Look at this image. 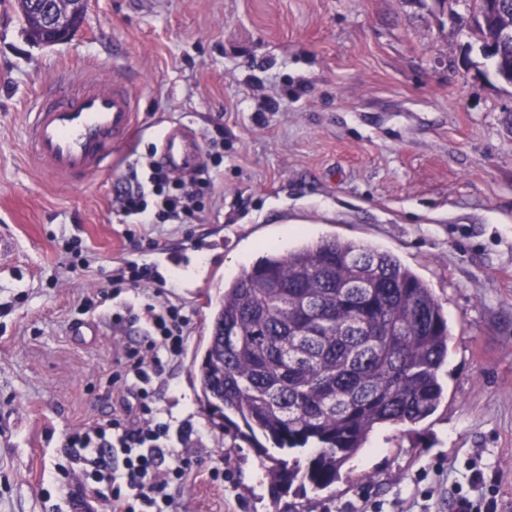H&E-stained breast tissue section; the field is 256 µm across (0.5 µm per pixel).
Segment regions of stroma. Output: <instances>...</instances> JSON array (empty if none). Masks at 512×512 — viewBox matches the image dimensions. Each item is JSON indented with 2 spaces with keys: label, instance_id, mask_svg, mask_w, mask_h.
<instances>
[{
  "label": "stroma",
  "instance_id": "35a3bbf8",
  "mask_svg": "<svg viewBox=\"0 0 512 512\" xmlns=\"http://www.w3.org/2000/svg\"><path fill=\"white\" fill-rule=\"evenodd\" d=\"M0 0V512H71L65 437L111 414L112 372L144 300L112 291L148 264L190 319L158 406L171 448H207L224 484L196 480L178 512H273L260 455L224 433L191 377L210 300L260 245L324 235L387 250L433 289L451 338L447 398L415 430H376L324 491L292 512H452L472 469L512 512V86L473 34L470 0H90L69 41L37 47ZM111 69L138 101L130 148L86 183L45 172L27 114L57 75ZM224 142L193 224L136 223L116 202L162 136ZM89 267L71 278V263ZM438 487L433 497L425 491ZM127 269L129 270L128 278H126V272L123 269L112 278L114 293H119L127 282L149 286L154 284L150 268L147 267V264L138 265V263L132 261L127 263Z\"/></svg>",
  "mask_w": 512,
  "mask_h": 512
}]
</instances>
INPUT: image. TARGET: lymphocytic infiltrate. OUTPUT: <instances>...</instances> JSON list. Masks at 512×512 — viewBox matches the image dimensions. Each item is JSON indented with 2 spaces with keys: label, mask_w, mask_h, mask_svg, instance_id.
Returning a JSON list of instances; mask_svg holds the SVG:
<instances>
[{
  "label": "lymphocytic infiltrate",
  "mask_w": 512,
  "mask_h": 512,
  "mask_svg": "<svg viewBox=\"0 0 512 512\" xmlns=\"http://www.w3.org/2000/svg\"><path fill=\"white\" fill-rule=\"evenodd\" d=\"M147 183L121 200L124 210L142 224H192L199 218L210 187L208 168L185 185L169 184L159 163L149 165ZM140 319L148 331L133 346H124L112 375L118 392L112 416L78 427L66 437L73 451L70 497L99 501L103 512H177L176 491L194 473L183 450L161 446L170 431L159 417L158 382L165 360L181 353L189 324L181 309L154 290L140 312H116L114 326ZM120 452L118 471L104 473V456Z\"/></svg>",
  "instance_id": "f902f5d3"
}]
</instances>
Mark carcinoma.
Masks as SVG:
<instances>
[{"label":"carcinoma","mask_w":512,"mask_h":512,"mask_svg":"<svg viewBox=\"0 0 512 512\" xmlns=\"http://www.w3.org/2000/svg\"><path fill=\"white\" fill-rule=\"evenodd\" d=\"M512 0H472L475 32L496 74L508 80L512 36L497 9ZM28 40L58 32L17 8ZM448 314L433 290L389 251L336 236L267 254L213 306L193 375L224 431L286 457L267 470L274 502L295 482L323 491L383 425L411 427L445 398ZM316 453L301 462L303 449Z\"/></svg>","instance_id":"obj_1"}]
</instances>
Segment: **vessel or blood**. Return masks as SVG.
I'll return each mask as SVG.
<instances>
[{
  "label": "vessel or blood",
  "instance_id": "b4317fda",
  "mask_svg": "<svg viewBox=\"0 0 512 512\" xmlns=\"http://www.w3.org/2000/svg\"><path fill=\"white\" fill-rule=\"evenodd\" d=\"M137 102L127 87L96 72L63 75L41 92L28 127V150L50 174L72 182L107 170L112 150L125 143L137 121ZM164 160L181 169L197 156L195 140L178 131L161 141Z\"/></svg>",
  "mask_w": 512,
  "mask_h": 512
}]
</instances>
